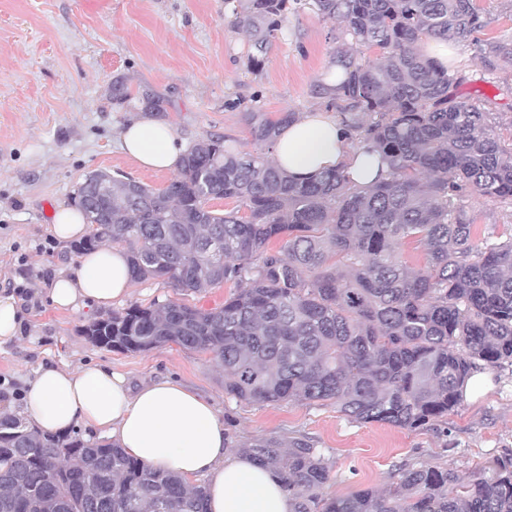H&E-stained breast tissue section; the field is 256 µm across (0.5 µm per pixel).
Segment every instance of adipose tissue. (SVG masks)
Instances as JSON below:
<instances>
[{
  "label": "adipose tissue",
  "instance_id": "ef3b65f1",
  "mask_svg": "<svg viewBox=\"0 0 512 512\" xmlns=\"http://www.w3.org/2000/svg\"><path fill=\"white\" fill-rule=\"evenodd\" d=\"M121 151L154 171L179 168L185 143L167 123L134 118L119 132ZM274 162L293 178L346 165L366 187L385 177L379 154L353 149L345 127L328 110L304 113L285 126L273 146ZM132 289L126 254L102 246L59 272L48 296L59 308L111 307ZM30 425L65 431L77 425L101 430L144 465L185 478L205 477L210 512H293L281 477L225 446L226 428L213 405L179 381L165 379L132 387L111 367L76 370L41 367L23 406Z\"/></svg>",
  "mask_w": 512,
  "mask_h": 512
}]
</instances>
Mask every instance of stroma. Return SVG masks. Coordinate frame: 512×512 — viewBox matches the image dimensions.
I'll return each mask as SVG.
<instances>
[{"mask_svg": "<svg viewBox=\"0 0 512 512\" xmlns=\"http://www.w3.org/2000/svg\"><path fill=\"white\" fill-rule=\"evenodd\" d=\"M485 26L480 42L512 41V0H476ZM337 24L301 11L288 21L261 69L252 71L249 38L224 17V0H0V292L27 288L25 329L0 345V408L19 415L41 365L77 369L97 363L123 372L132 386L175 378L213 402L228 419L233 447L265 437L303 436L331 465L327 496L383 488L393 465L451 464L465 470L512 450V367L486 371L484 388L465 397L447 422L409 432L348 421L335 405L298 401L237 402L206 353L178 346L129 354L100 348L81 333L102 309L61 310L47 299L44 270L79 257L54 240L55 210L73 205L95 170L155 189L173 175L140 168L118 146L126 121L146 111L143 94L162 105L161 120L186 144L220 136L240 145L250 136L247 108L308 112L323 108L322 82L338 42ZM478 44L453 43L463 100L486 97L497 133L512 143V65L488 68ZM124 79L128 102L112 99ZM476 235L512 234V205L466 198ZM50 244L51 254L41 253Z\"/></svg>", "mask_w": 512, "mask_h": 512, "instance_id": "stroma-1", "label": "stroma"}]
</instances>
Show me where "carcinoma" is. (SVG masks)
Listing matches in <instances>:
<instances>
[{
  "label": "carcinoma",
  "instance_id": "cac0c4a2",
  "mask_svg": "<svg viewBox=\"0 0 512 512\" xmlns=\"http://www.w3.org/2000/svg\"><path fill=\"white\" fill-rule=\"evenodd\" d=\"M262 65L288 20L308 10L350 37L333 53L336 83L314 93L341 115L354 149L379 152L387 177L361 188L343 167L297 181L262 152L210 137L188 148L163 189L88 174L75 200L133 279L177 294L95 319L81 333L112 351L171 344L212 355L224 393L247 404L331 402L356 423L416 432L448 420L466 381L512 366V236L474 224L457 202H512V147L482 99L462 101L451 74L422 50L468 41L475 0H224ZM376 52V58L366 51ZM484 61H512V41ZM251 141L272 146L294 112L244 113ZM112 184V194L101 185ZM224 199L231 209L215 210ZM282 242L275 250L270 244ZM421 251L412 265L404 245ZM224 284V304L183 297ZM277 473L293 512H512V451L490 466L404 463L383 492L327 498L330 466L304 437L238 449ZM207 512L202 484L148 468L109 441L87 443L0 413V512Z\"/></svg>",
  "mask_w": 512,
  "mask_h": 512
}]
</instances>
